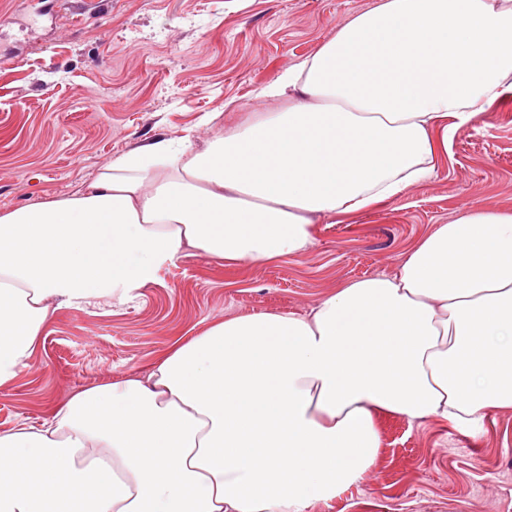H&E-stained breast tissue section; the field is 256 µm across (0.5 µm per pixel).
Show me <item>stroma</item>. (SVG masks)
I'll list each match as a JSON object with an SVG mask.
<instances>
[{
  "mask_svg": "<svg viewBox=\"0 0 512 512\" xmlns=\"http://www.w3.org/2000/svg\"><path fill=\"white\" fill-rule=\"evenodd\" d=\"M377 0H0V213L87 187L129 151L196 147L261 112L288 67ZM211 112L214 124H204ZM512 210V93L457 128L426 182L369 209L320 216L312 244L229 266L187 257L123 306L51 309L36 350L0 388V433L73 394L145 373L175 341L250 314L301 315L338 282L393 273L408 245L472 206ZM366 476L309 512H512V410L477 437L382 418Z\"/></svg>",
  "mask_w": 512,
  "mask_h": 512,
  "instance_id": "35a3bbf8",
  "label": "stroma"
}]
</instances>
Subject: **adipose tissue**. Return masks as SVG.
I'll return each instance as SVG.
<instances>
[{"label":"adipose tissue","instance_id":"adipose-tissue-1","mask_svg":"<svg viewBox=\"0 0 512 512\" xmlns=\"http://www.w3.org/2000/svg\"><path fill=\"white\" fill-rule=\"evenodd\" d=\"M512 92V0H378L197 150L157 141L0 215V387L51 306L124 305L188 256L304 251L321 215L428 179ZM512 409V211L471 208L307 313L211 323L143 375L0 433V512H307L361 480L378 413L476 430Z\"/></svg>","mask_w":512,"mask_h":512}]
</instances>
